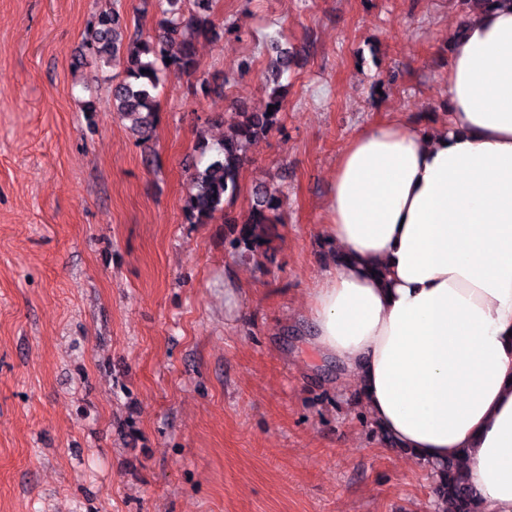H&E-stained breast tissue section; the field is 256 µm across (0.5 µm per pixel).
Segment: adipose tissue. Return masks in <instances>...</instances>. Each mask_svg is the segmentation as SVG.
Here are the masks:
<instances>
[{"label": "adipose tissue", "instance_id": "obj_1", "mask_svg": "<svg viewBox=\"0 0 512 512\" xmlns=\"http://www.w3.org/2000/svg\"><path fill=\"white\" fill-rule=\"evenodd\" d=\"M448 98L445 127L376 125L343 150L325 226L342 261L306 342L384 436L466 456L485 512H512V0L452 39Z\"/></svg>", "mask_w": 512, "mask_h": 512}]
</instances>
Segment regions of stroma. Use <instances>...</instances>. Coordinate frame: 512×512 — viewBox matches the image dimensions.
Instances as JSON below:
<instances>
[{"mask_svg": "<svg viewBox=\"0 0 512 512\" xmlns=\"http://www.w3.org/2000/svg\"><path fill=\"white\" fill-rule=\"evenodd\" d=\"M213 4L224 36L197 52L223 93L162 73L140 142L81 45L112 7L155 34V0H0V512H433L428 470L300 340L333 263L338 157L367 125L447 124L449 39L472 8ZM273 40L298 52L281 128L249 146L228 205L280 188L269 261L225 243L223 214L189 224L182 206L198 136L264 109Z\"/></svg>", "mask_w": 512, "mask_h": 512, "instance_id": "35a3bbf8", "label": "stroma"}]
</instances>
